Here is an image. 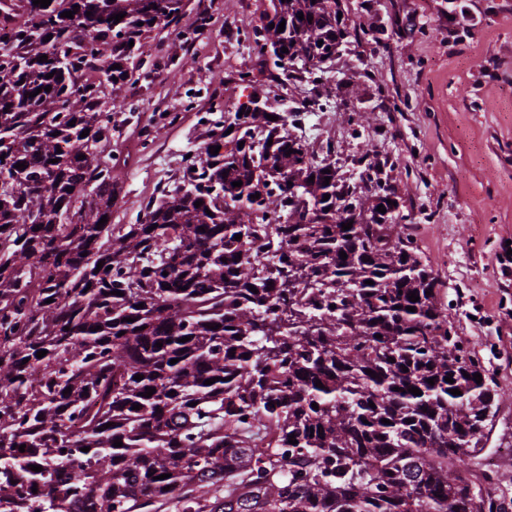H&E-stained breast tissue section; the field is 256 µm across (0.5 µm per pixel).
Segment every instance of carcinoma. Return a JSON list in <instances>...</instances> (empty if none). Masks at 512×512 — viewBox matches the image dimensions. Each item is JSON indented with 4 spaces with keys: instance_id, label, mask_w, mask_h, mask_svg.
I'll use <instances>...</instances> for the list:
<instances>
[{
    "instance_id": "1",
    "label": "carcinoma",
    "mask_w": 512,
    "mask_h": 512,
    "mask_svg": "<svg viewBox=\"0 0 512 512\" xmlns=\"http://www.w3.org/2000/svg\"><path fill=\"white\" fill-rule=\"evenodd\" d=\"M21 8V24L0 8V512H509L512 470L483 469L494 374L380 165L339 178L331 147L290 132L299 113L267 119L246 72L243 113L209 131L182 185L99 229L117 195L100 158L112 112L79 73L99 71L117 108L144 34L181 0ZM341 12L269 0L258 56L323 79L351 36Z\"/></svg>"
}]
</instances>
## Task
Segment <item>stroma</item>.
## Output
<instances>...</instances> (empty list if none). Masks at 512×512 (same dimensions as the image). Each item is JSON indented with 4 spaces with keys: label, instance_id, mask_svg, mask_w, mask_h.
Returning <instances> with one entry per match:
<instances>
[{
    "label": "stroma",
    "instance_id": "1",
    "mask_svg": "<svg viewBox=\"0 0 512 512\" xmlns=\"http://www.w3.org/2000/svg\"><path fill=\"white\" fill-rule=\"evenodd\" d=\"M268 0H188L176 23L148 33L142 62L112 112L103 158L120 181L112 221L179 184L186 157L242 100L240 72L273 111L298 87L261 61L252 29ZM350 35L328 67L341 91L307 113L298 136L333 145L343 177L371 155L390 177L411 232L442 283L460 336L495 372L502 397L489 448H512V0H343ZM474 16L466 27L462 11ZM365 113L360 133L349 112Z\"/></svg>",
    "mask_w": 512,
    "mask_h": 512
}]
</instances>
